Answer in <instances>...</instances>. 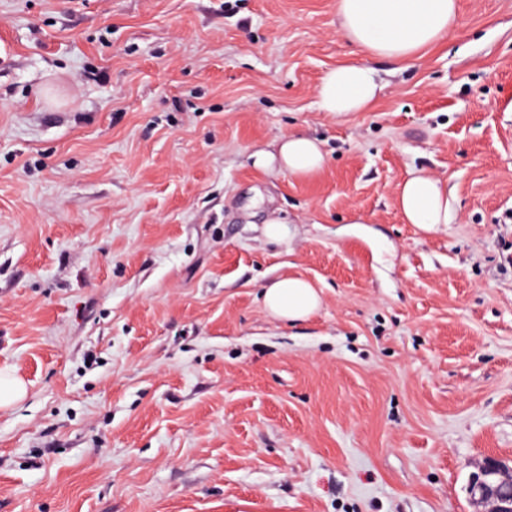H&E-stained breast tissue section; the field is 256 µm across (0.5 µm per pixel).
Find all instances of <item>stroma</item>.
<instances>
[{
	"instance_id": "35a3bbf8",
	"label": "stroma",
	"mask_w": 512,
	"mask_h": 512,
	"mask_svg": "<svg viewBox=\"0 0 512 512\" xmlns=\"http://www.w3.org/2000/svg\"><path fill=\"white\" fill-rule=\"evenodd\" d=\"M337 0H0V512H477L512 466V0L363 62ZM300 133L329 165L268 173ZM450 221L404 223L408 173ZM278 211L289 235L268 241ZM285 273L309 320L269 317ZM380 86L372 67L360 63H343L323 76L317 95L323 112L345 120L356 112H365L376 99ZM395 204L407 224L429 230L449 223L448 182L430 171L414 170L400 184ZM265 310L275 319L301 322L310 319L321 307V293L310 281L295 275L275 279L262 293ZM25 382L13 371L0 370V409H9L26 395ZM467 494L488 506L484 512H512V468L499 459H486L469 479Z\"/></svg>"
}]
</instances>
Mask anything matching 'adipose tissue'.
<instances>
[{
    "label": "adipose tissue",
    "mask_w": 512,
    "mask_h": 512,
    "mask_svg": "<svg viewBox=\"0 0 512 512\" xmlns=\"http://www.w3.org/2000/svg\"><path fill=\"white\" fill-rule=\"evenodd\" d=\"M458 9V0H338L340 33L366 56L406 61L452 33ZM379 90L372 67L343 63L326 72L317 95L322 111L345 120L366 111ZM255 164L268 172L305 178L322 172L327 157L318 141L291 134L274 150L257 152ZM395 204L405 223L427 230L450 220L448 183L427 170L410 172L396 192ZM262 302L273 318L301 322L318 311L322 297L310 281L288 274L264 288Z\"/></svg>",
    "instance_id": "obj_1"
}]
</instances>
